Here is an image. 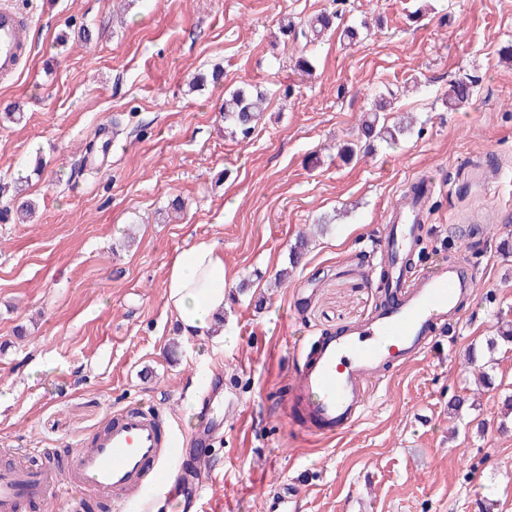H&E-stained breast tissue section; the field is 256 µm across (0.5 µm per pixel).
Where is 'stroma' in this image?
Segmentation results:
<instances>
[{"instance_id": "obj_1", "label": "stroma", "mask_w": 512, "mask_h": 512, "mask_svg": "<svg viewBox=\"0 0 512 512\" xmlns=\"http://www.w3.org/2000/svg\"><path fill=\"white\" fill-rule=\"evenodd\" d=\"M31 54L0 81V467L17 449L71 464L130 406L155 410L184 454L207 456L199 512H512V0H14ZM337 14L314 44L308 19ZM291 22L295 34L279 27ZM361 32L355 43L340 27ZM92 31L81 41L79 28ZM313 76L299 74L301 49ZM223 78L197 89L196 73ZM475 83L448 108L451 81ZM261 92L248 139L226 92ZM410 133L344 161L382 97ZM434 184L417 267L468 254L477 291L459 323L388 373L354 428L315 438L288 418L296 348L381 306L379 230L409 182ZM184 202L172 213L173 198ZM35 214L19 220L20 199ZM326 223L297 267L289 250ZM201 241L224 257V332L185 337L168 268ZM290 274L275 286L281 269ZM491 362L473 392L463 354ZM219 408L201 438L202 398ZM464 399L461 416L449 405Z\"/></svg>"}]
</instances>
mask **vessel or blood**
<instances>
[{
	"mask_svg": "<svg viewBox=\"0 0 512 512\" xmlns=\"http://www.w3.org/2000/svg\"><path fill=\"white\" fill-rule=\"evenodd\" d=\"M29 22L11 0H0V78L19 71ZM416 184L417 191L393 206L383 227V264L394 303L303 347L295 391L301 416L316 435L331 438L351 429L369 406L372 385L388 369L426 353L476 291L475 269L464 256L407 277L403 259L422 230L433 193L430 180L420 178ZM165 446L157 418L140 408L126 410L78 454L72 482H63L54 470L21 463L0 469V512H26L31 502L51 497L64 499L68 512H76L78 492L85 486L111 493L115 512H125L132 493L147 481L164 496L168 512H183L186 504L198 503L204 489L197 482L179 484L165 470Z\"/></svg>",
	"mask_w": 512,
	"mask_h": 512,
	"instance_id": "vessel-or-blood-1",
	"label": "vessel or blood"
}]
</instances>
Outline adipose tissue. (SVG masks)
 Listing matches in <instances>:
<instances>
[{
	"label": "adipose tissue",
	"mask_w": 512,
	"mask_h": 512,
	"mask_svg": "<svg viewBox=\"0 0 512 512\" xmlns=\"http://www.w3.org/2000/svg\"><path fill=\"white\" fill-rule=\"evenodd\" d=\"M165 288L166 306L183 335L202 336L221 327L228 288L224 257L215 243L201 242L181 252Z\"/></svg>",
	"instance_id": "adipose-tissue-1"
}]
</instances>
